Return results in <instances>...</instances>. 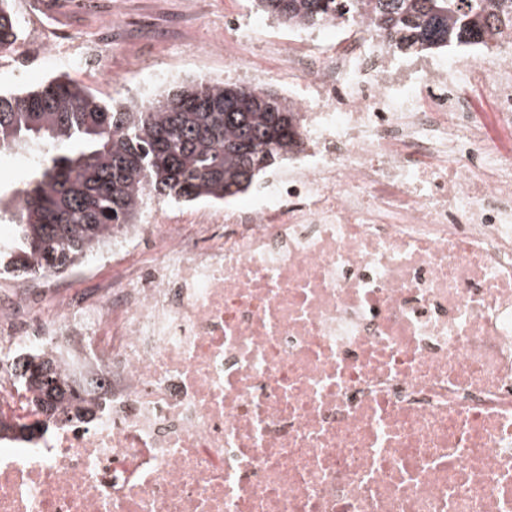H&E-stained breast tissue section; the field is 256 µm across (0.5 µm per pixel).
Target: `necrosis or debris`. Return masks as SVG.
<instances>
[{"instance_id":"4bbe7bcc","label":"necrosis or debris","mask_w":512,"mask_h":512,"mask_svg":"<svg viewBox=\"0 0 512 512\" xmlns=\"http://www.w3.org/2000/svg\"><path fill=\"white\" fill-rule=\"evenodd\" d=\"M299 144L194 224L112 232L92 290L0 294L20 357L105 371L90 423L0 437V512H512V47L291 32Z\"/></svg>"}]
</instances>
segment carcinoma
I'll return each instance as SVG.
<instances>
[{
  "instance_id": "obj_1",
  "label": "carcinoma",
  "mask_w": 512,
  "mask_h": 512,
  "mask_svg": "<svg viewBox=\"0 0 512 512\" xmlns=\"http://www.w3.org/2000/svg\"><path fill=\"white\" fill-rule=\"evenodd\" d=\"M290 27L338 17L368 20L400 53L453 44L512 42V0H252ZM0 0V49L18 38ZM298 117L268 89L200 80L157 98L107 103L88 87L53 78L27 91L0 92V154L26 149L37 162L12 189L14 237L0 242L3 272L64 273L135 223L147 201L222 203L298 145ZM21 381L42 418L4 420L0 434L29 439L63 421L87 420L102 378L62 373L53 355L22 363Z\"/></svg>"
}]
</instances>
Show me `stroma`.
Instances as JSON below:
<instances>
[{"label": "stroma", "mask_w": 512, "mask_h": 512, "mask_svg": "<svg viewBox=\"0 0 512 512\" xmlns=\"http://www.w3.org/2000/svg\"><path fill=\"white\" fill-rule=\"evenodd\" d=\"M59 5L58 25L93 42L98 29L113 22V44L96 68L66 65L43 55L34 34L37 20L29 0H11L10 7L27 43L24 53L0 51V90L31 89L63 74L86 85L106 101L153 98L192 80L238 84L223 54H203V43L224 36V14L254 16L250 0H98L94 10L81 11L74 0H49Z\"/></svg>", "instance_id": "stroma-1"}]
</instances>
